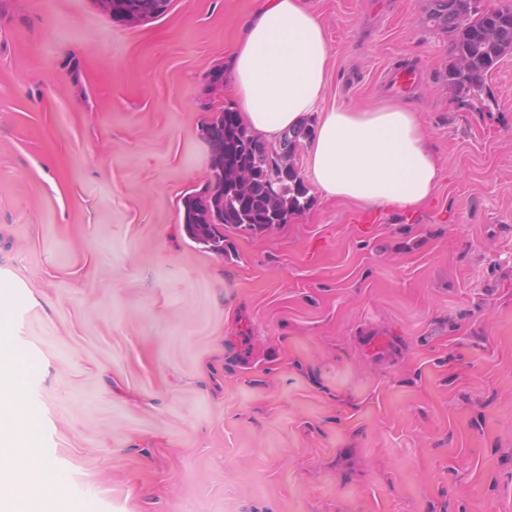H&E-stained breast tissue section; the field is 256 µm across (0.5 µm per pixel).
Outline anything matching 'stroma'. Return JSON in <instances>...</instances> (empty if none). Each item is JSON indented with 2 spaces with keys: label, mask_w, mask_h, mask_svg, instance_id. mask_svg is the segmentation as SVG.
Returning <instances> with one entry per match:
<instances>
[{
  "label": "stroma",
  "mask_w": 512,
  "mask_h": 512,
  "mask_svg": "<svg viewBox=\"0 0 512 512\" xmlns=\"http://www.w3.org/2000/svg\"><path fill=\"white\" fill-rule=\"evenodd\" d=\"M258 3L0 0V266L36 300L17 341L57 512H512V55L464 107L428 0H306L326 105L419 112L439 183L372 224L310 188L222 257L182 198Z\"/></svg>",
  "instance_id": "obj_1"
}]
</instances>
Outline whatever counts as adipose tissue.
Wrapping results in <instances>:
<instances>
[{
    "mask_svg": "<svg viewBox=\"0 0 512 512\" xmlns=\"http://www.w3.org/2000/svg\"><path fill=\"white\" fill-rule=\"evenodd\" d=\"M329 53L305 0H261L231 54L228 93L243 127L275 141L318 114L309 174L324 196L379 210L419 206L437 187L438 167L417 112L325 107ZM29 303L24 283L0 269V512H44L29 478L55 481L37 452L40 418L23 404L26 378L41 369L14 341L17 312Z\"/></svg>",
    "mask_w": 512,
    "mask_h": 512,
    "instance_id": "ef3b65f1",
    "label": "adipose tissue"
}]
</instances>
